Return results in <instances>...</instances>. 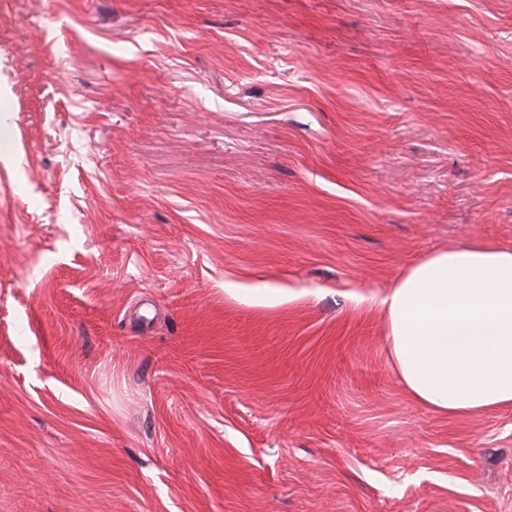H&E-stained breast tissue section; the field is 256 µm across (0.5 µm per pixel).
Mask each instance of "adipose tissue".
Returning <instances> with one entry per match:
<instances>
[{
    "mask_svg": "<svg viewBox=\"0 0 512 512\" xmlns=\"http://www.w3.org/2000/svg\"><path fill=\"white\" fill-rule=\"evenodd\" d=\"M378 304L388 359L417 404L447 416L512 409V247L436 249Z\"/></svg>",
    "mask_w": 512,
    "mask_h": 512,
    "instance_id": "obj_1",
    "label": "adipose tissue"
}]
</instances>
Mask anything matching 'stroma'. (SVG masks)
Here are the masks:
<instances>
[{"instance_id": "35a3bbf8", "label": "stroma", "mask_w": 512, "mask_h": 512, "mask_svg": "<svg viewBox=\"0 0 512 512\" xmlns=\"http://www.w3.org/2000/svg\"><path fill=\"white\" fill-rule=\"evenodd\" d=\"M512 245V0H0V512H512L379 298Z\"/></svg>"}]
</instances>
